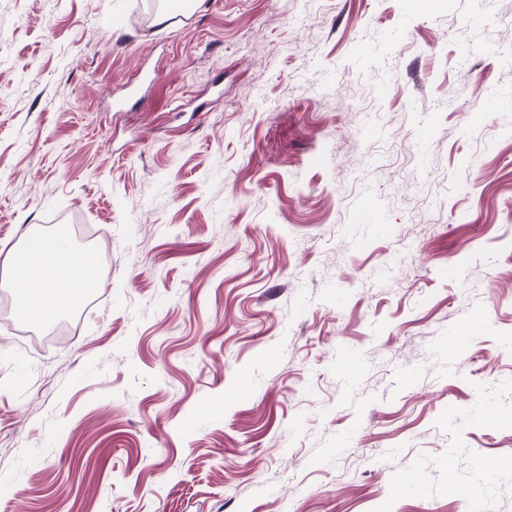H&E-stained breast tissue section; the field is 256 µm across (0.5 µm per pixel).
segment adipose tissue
Segmentation results:
<instances>
[{
  "mask_svg": "<svg viewBox=\"0 0 512 512\" xmlns=\"http://www.w3.org/2000/svg\"><path fill=\"white\" fill-rule=\"evenodd\" d=\"M7 263L16 274L12 288L18 311L41 323L75 306L92 284L86 260L64 247L57 235L31 232L21 248L9 253Z\"/></svg>",
  "mask_w": 512,
  "mask_h": 512,
  "instance_id": "adipose-tissue-1",
  "label": "adipose tissue"
}]
</instances>
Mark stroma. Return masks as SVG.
I'll use <instances>...</instances> for the list:
<instances>
[{"label":"stroma","instance_id":"obj_1","mask_svg":"<svg viewBox=\"0 0 512 512\" xmlns=\"http://www.w3.org/2000/svg\"><path fill=\"white\" fill-rule=\"evenodd\" d=\"M169 2L0 0V512H512V0ZM65 238L62 233L49 237L34 231L7 257L15 272L11 288L17 309L40 323H50L75 306L93 282L87 261L60 242Z\"/></svg>","mask_w":512,"mask_h":512}]
</instances>
